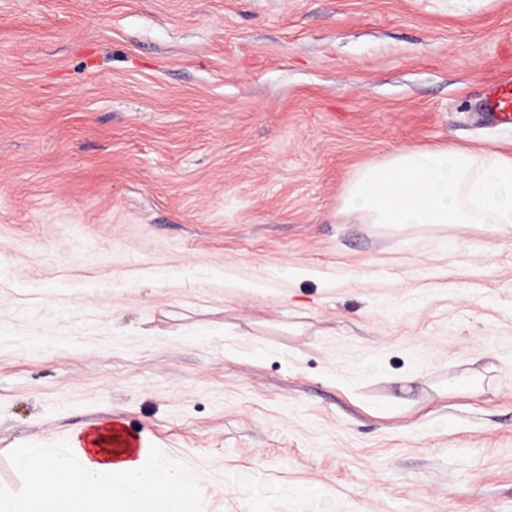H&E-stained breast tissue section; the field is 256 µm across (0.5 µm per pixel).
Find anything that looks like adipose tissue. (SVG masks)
<instances>
[{
	"mask_svg": "<svg viewBox=\"0 0 512 512\" xmlns=\"http://www.w3.org/2000/svg\"><path fill=\"white\" fill-rule=\"evenodd\" d=\"M342 215L392 229L474 224L512 239V157L492 148H404L356 171ZM24 493L0 484V512H200L197 482L135 447L118 428L76 433L66 448L17 456Z\"/></svg>",
	"mask_w": 512,
	"mask_h": 512,
	"instance_id": "adipose-tissue-1",
	"label": "adipose tissue"
}]
</instances>
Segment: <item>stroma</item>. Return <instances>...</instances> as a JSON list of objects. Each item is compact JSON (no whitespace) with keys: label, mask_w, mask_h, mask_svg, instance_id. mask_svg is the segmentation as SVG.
<instances>
[{"label":"stroma","mask_w":512,"mask_h":512,"mask_svg":"<svg viewBox=\"0 0 512 512\" xmlns=\"http://www.w3.org/2000/svg\"><path fill=\"white\" fill-rule=\"evenodd\" d=\"M505 76L512 0H0V483L119 421L202 512H512V240L339 213Z\"/></svg>","instance_id":"1"}]
</instances>
